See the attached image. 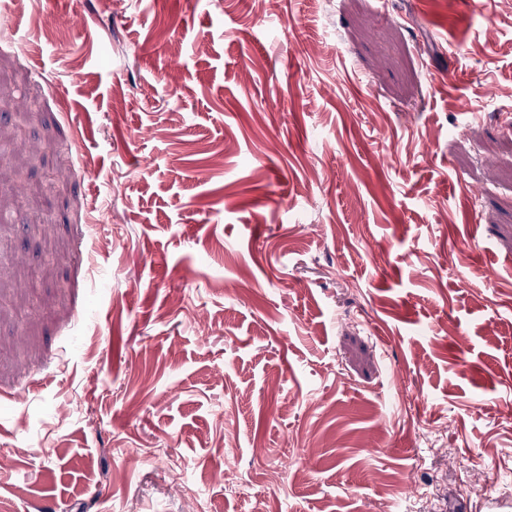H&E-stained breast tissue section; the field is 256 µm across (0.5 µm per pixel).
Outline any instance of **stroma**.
I'll return each instance as SVG.
<instances>
[{
    "mask_svg": "<svg viewBox=\"0 0 512 512\" xmlns=\"http://www.w3.org/2000/svg\"><path fill=\"white\" fill-rule=\"evenodd\" d=\"M11 10L0 512L512 501V0Z\"/></svg>",
    "mask_w": 512,
    "mask_h": 512,
    "instance_id": "obj_1",
    "label": "stroma"
}]
</instances>
